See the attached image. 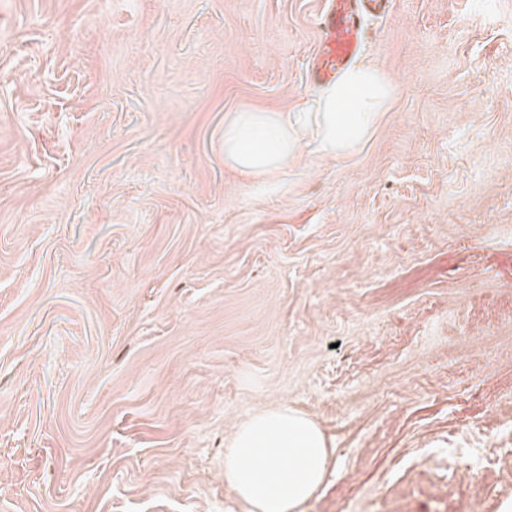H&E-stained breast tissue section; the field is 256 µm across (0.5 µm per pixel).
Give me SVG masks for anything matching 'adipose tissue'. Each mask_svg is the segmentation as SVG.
<instances>
[{
    "instance_id": "obj_1",
    "label": "adipose tissue",
    "mask_w": 512,
    "mask_h": 512,
    "mask_svg": "<svg viewBox=\"0 0 512 512\" xmlns=\"http://www.w3.org/2000/svg\"><path fill=\"white\" fill-rule=\"evenodd\" d=\"M392 97L390 80L360 64L313 103L291 112H237L224 123V157L261 174L286 168L302 145L322 157L356 150ZM332 464L316 421L287 407L268 409L235 427L224 450V484L240 512H298Z\"/></svg>"
}]
</instances>
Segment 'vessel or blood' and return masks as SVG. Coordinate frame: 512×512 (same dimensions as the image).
Here are the masks:
<instances>
[{
    "label": "vessel or blood",
    "instance_id": "1",
    "mask_svg": "<svg viewBox=\"0 0 512 512\" xmlns=\"http://www.w3.org/2000/svg\"><path fill=\"white\" fill-rule=\"evenodd\" d=\"M388 0H328L320 15V50L309 78L313 84L336 81L357 59L364 42L365 20L383 11Z\"/></svg>",
    "mask_w": 512,
    "mask_h": 512
}]
</instances>
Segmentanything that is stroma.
<instances>
[{"label": "stroma", "mask_w": 512, "mask_h": 512, "mask_svg": "<svg viewBox=\"0 0 512 512\" xmlns=\"http://www.w3.org/2000/svg\"><path fill=\"white\" fill-rule=\"evenodd\" d=\"M324 0H0V512H238L233 427L335 450L301 512L512 500V0H392L351 154L248 176Z\"/></svg>", "instance_id": "35a3bbf8"}]
</instances>
